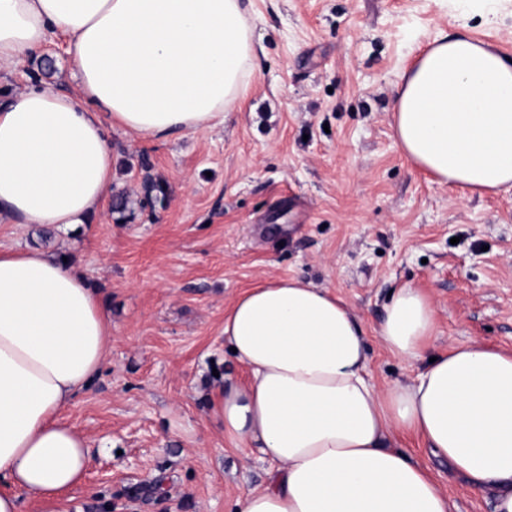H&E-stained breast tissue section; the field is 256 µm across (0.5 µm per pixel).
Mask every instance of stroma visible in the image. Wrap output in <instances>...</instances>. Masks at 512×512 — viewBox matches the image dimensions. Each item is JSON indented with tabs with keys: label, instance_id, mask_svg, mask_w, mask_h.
I'll return each instance as SVG.
<instances>
[{
	"label": "stroma",
	"instance_id": "35a3bbf8",
	"mask_svg": "<svg viewBox=\"0 0 512 512\" xmlns=\"http://www.w3.org/2000/svg\"><path fill=\"white\" fill-rule=\"evenodd\" d=\"M244 4L262 50L239 111L164 140L113 134L112 182L133 199L123 221L106 208L45 245L35 228L0 223V244L67 251L112 315L104 369L68 412L91 443L71 512H235L265 483L269 461L225 444L208 417L218 374L247 376L224 349V313L257 283L336 290L368 332L379 386L417 372L374 334L406 284L435 307L433 349L512 350V190L432 182L392 127L394 88L438 30L512 58V0L491 14L481 0ZM54 68L1 72L0 94L75 90L65 54ZM432 469L452 512H493L447 465Z\"/></svg>",
	"mask_w": 512,
	"mask_h": 512
}]
</instances>
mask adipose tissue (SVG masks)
Masks as SVG:
<instances>
[{
	"label": "adipose tissue",
	"instance_id": "ef3b65f1",
	"mask_svg": "<svg viewBox=\"0 0 512 512\" xmlns=\"http://www.w3.org/2000/svg\"><path fill=\"white\" fill-rule=\"evenodd\" d=\"M66 42L79 89L41 85L0 98V223H93L112 187V134L163 139L222 125L246 97L257 52L241 0H0V71ZM403 155L470 194L512 189V60L440 34L395 89ZM375 332L421 361L379 387L366 333L335 291L297 277L246 289L224 342L248 371L212 388L225 439L273 464L237 512H451L417 439L468 488L512 512V351L479 343L424 358L436 312L398 288ZM112 319L62 256L0 247V512H69L89 441L66 417L99 376Z\"/></svg>",
	"mask_w": 512,
	"mask_h": 512
}]
</instances>
